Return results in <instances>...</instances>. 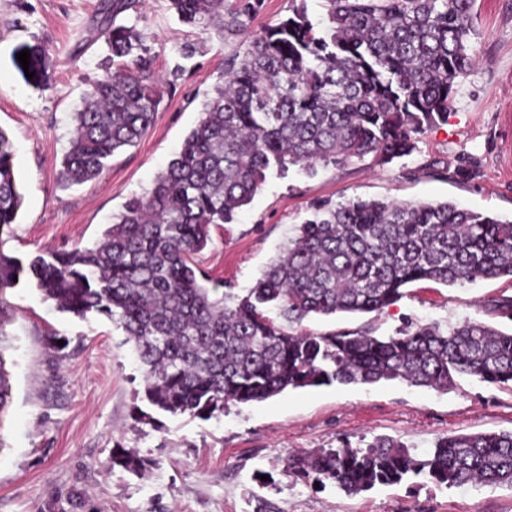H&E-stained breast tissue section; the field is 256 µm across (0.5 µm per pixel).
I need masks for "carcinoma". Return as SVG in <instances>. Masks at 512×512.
I'll list each match as a JSON object with an SVG mask.
<instances>
[{
    "instance_id": "1",
    "label": "carcinoma",
    "mask_w": 512,
    "mask_h": 512,
    "mask_svg": "<svg viewBox=\"0 0 512 512\" xmlns=\"http://www.w3.org/2000/svg\"><path fill=\"white\" fill-rule=\"evenodd\" d=\"M133 0H112L102 31L115 69L93 83L74 114L59 171L66 185L98 177L119 149L152 127L163 100L137 25L117 22ZM327 24L306 0L261 28L225 60L215 88L181 149L152 187L130 198L91 247L4 252L22 205L13 145L0 129V344L12 318L8 291L20 281L77 317L103 316L134 344L150 405L210 418L231 403L259 402L292 388L401 379L447 391L469 375L512 382V331L478 320L441 329L408 326L394 336L298 333L311 314L378 312L415 282L445 286L512 280V220L452 202L348 200L313 208L296 237L242 297L194 262L210 226L231 224L268 173H313L373 155L384 166L412 155L420 136L448 122V109L474 66L475 0H324ZM185 25L237 33L262 0H169ZM32 81L45 55L32 46ZM280 311L283 322L267 316ZM12 387L0 351V417ZM112 465L140 471L116 448ZM286 472L350 493L428 477L448 487L512 489V431L453 435L425 457L380 437L364 448L294 452Z\"/></svg>"
}]
</instances>
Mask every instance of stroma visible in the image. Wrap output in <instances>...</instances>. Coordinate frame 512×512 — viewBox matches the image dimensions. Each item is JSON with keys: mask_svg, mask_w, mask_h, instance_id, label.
I'll use <instances>...</instances> for the list:
<instances>
[{"mask_svg": "<svg viewBox=\"0 0 512 512\" xmlns=\"http://www.w3.org/2000/svg\"><path fill=\"white\" fill-rule=\"evenodd\" d=\"M106 0H0V129L15 148L23 204L6 253L92 246L132 196L149 189L198 122L224 78V61L245 35L287 17L292 0H263L246 34L220 36L180 23L168 0H135L121 22L137 25L163 101L148 133L113 155L97 178L63 186L59 170L74 114L112 67L101 35ZM477 64L449 109L409 157L371 159L268 174L235 223L216 224L198 255L212 279L242 295L254 286L319 203L354 198L454 201L512 220V0H476ZM46 48L47 81L26 82L13 62L21 45ZM196 52L181 59L180 46ZM472 170L469 178L460 169ZM512 280L445 286L420 282L379 312L313 316L301 328L389 336L409 323L448 328L479 320L502 330L494 306ZM5 352L13 402L0 419V512H512V489L445 487L424 478L349 495L287 476L288 453L365 446L378 437L418 455L440 438L512 430V384L461 376L442 392L398 380L290 390L232 405L208 419L149 404L123 330L109 320L58 311L33 286L9 293ZM66 339L57 350L51 336ZM143 458L135 473L112 465L113 449Z\"/></svg>", "mask_w": 512, "mask_h": 512, "instance_id": "stroma-1", "label": "stroma"}]
</instances>
